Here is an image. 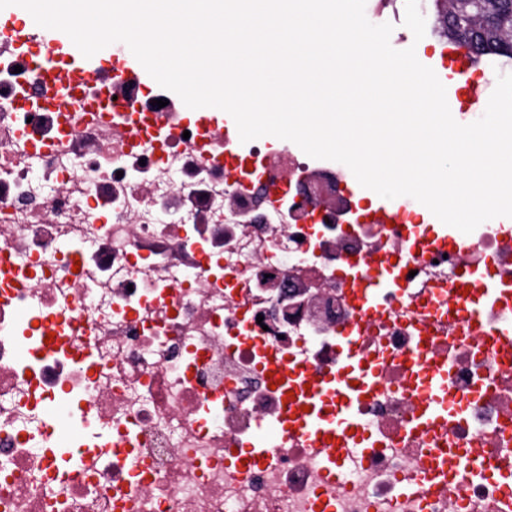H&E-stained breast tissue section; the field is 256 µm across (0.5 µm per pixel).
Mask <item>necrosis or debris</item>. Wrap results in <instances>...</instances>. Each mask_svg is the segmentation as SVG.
<instances>
[{"instance_id":"obj_1","label":"necrosis or debris","mask_w":512,"mask_h":512,"mask_svg":"<svg viewBox=\"0 0 512 512\" xmlns=\"http://www.w3.org/2000/svg\"><path fill=\"white\" fill-rule=\"evenodd\" d=\"M15 64L0 54V512H502L491 479L403 489L431 444L406 429L424 336L465 403L449 446L512 466V360L485 344L512 305L475 301L470 320L452 305L458 276L512 285L501 225L425 252L408 207L354 223L337 162L205 140L176 111L132 139L127 101L104 122L76 98L52 111L34 102L42 69ZM372 254L407 290L366 315L349 285ZM350 335L379 379L359 407L374 449L333 483L325 451L258 424L284 403L269 366L332 374ZM249 445L260 463L228 462Z\"/></svg>"}]
</instances>
